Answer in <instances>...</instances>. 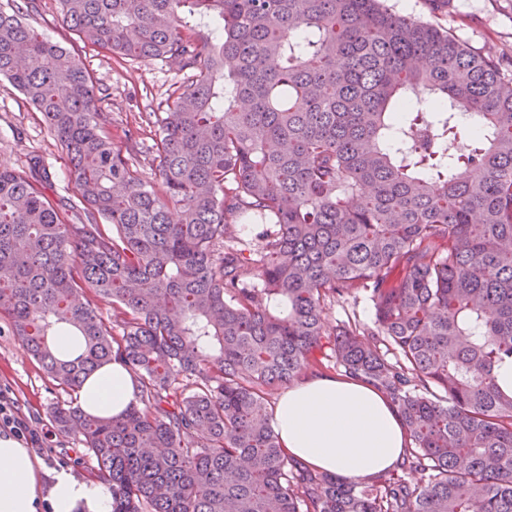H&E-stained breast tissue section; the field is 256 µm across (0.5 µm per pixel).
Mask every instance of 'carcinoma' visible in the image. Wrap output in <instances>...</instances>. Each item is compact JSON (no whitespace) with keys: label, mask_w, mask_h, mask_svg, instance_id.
I'll return each instance as SVG.
<instances>
[{"label":"carcinoma","mask_w":512,"mask_h":512,"mask_svg":"<svg viewBox=\"0 0 512 512\" xmlns=\"http://www.w3.org/2000/svg\"><path fill=\"white\" fill-rule=\"evenodd\" d=\"M58 3L89 50L188 72L147 118V182L112 148L80 57L0 8V77L77 192L51 200L39 159L0 169V327L64 391L111 361L137 375L119 418L53 410L112 512H512V390L496 380L512 367V73L383 0ZM231 216L271 225L247 257ZM356 293L373 326L331 324L325 302ZM63 324L74 358L50 339ZM319 355L391 398L410 444L396 467L423 486L283 452L267 396Z\"/></svg>","instance_id":"cac0c4a2"}]
</instances>
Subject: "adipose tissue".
Masks as SVG:
<instances>
[{
	"instance_id": "ef3b65f1",
	"label": "adipose tissue",
	"mask_w": 512,
	"mask_h": 512,
	"mask_svg": "<svg viewBox=\"0 0 512 512\" xmlns=\"http://www.w3.org/2000/svg\"><path fill=\"white\" fill-rule=\"evenodd\" d=\"M136 376L118 362L96 369L80 388L84 412L121 417L138 400ZM273 427L289 455L319 472L366 479L392 468L409 442L397 408L359 379L312 376L290 385L273 411ZM112 512L105 485L41 466L13 436L0 435V512Z\"/></svg>"
}]
</instances>
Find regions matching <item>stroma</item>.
Wrapping results in <instances>:
<instances>
[{
	"instance_id": "stroma-1",
	"label": "stroma",
	"mask_w": 512,
	"mask_h": 512,
	"mask_svg": "<svg viewBox=\"0 0 512 512\" xmlns=\"http://www.w3.org/2000/svg\"><path fill=\"white\" fill-rule=\"evenodd\" d=\"M386 4L398 13L447 29L512 70V0H386ZM26 21L51 41L74 51L82 47L63 22L57 0H37ZM85 63L97 93L107 99L114 150L144 179H154L157 129L147 125L146 117L167 110L179 95L186 72L170 61L130 64L91 52ZM35 155L42 158L56 196L74 195L67 157L42 114L0 78V166L23 170ZM0 391L10 398L16 417L38 437L30 451L46 470L66 469L78 478H93L90 455L74 435L61 433L52 421L53 407L70 402L71 393L55 387L41 364L6 333L0 335Z\"/></svg>"
}]
</instances>
